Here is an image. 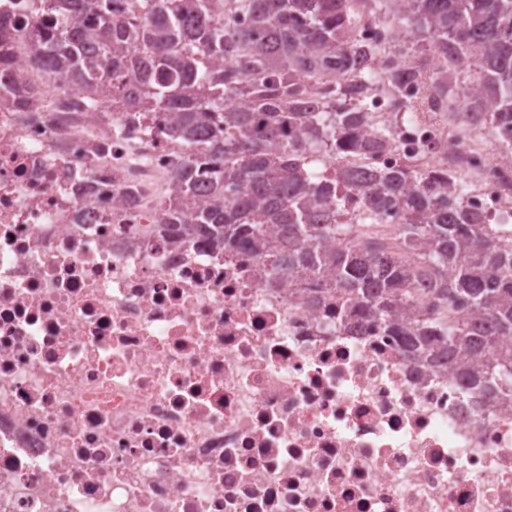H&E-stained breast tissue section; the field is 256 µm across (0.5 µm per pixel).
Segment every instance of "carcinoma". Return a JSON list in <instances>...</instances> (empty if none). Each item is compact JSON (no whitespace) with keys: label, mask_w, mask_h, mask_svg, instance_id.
Segmentation results:
<instances>
[{"label":"carcinoma","mask_w":512,"mask_h":512,"mask_svg":"<svg viewBox=\"0 0 512 512\" xmlns=\"http://www.w3.org/2000/svg\"><path fill=\"white\" fill-rule=\"evenodd\" d=\"M64 18L98 14L51 33H33L49 72L98 98L124 99V111L160 116L148 132L202 150L179 164L177 197L167 214L186 235L226 251L249 247L285 279L304 274L348 300L344 310L382 319L407 351L432 361L467 359L461 376L495 397H512V229L474 221L448 191V178L413 168L345 179L309 169L311 149L361 155L390 136L364 111L342 77L354 65L361 21L357 0H241L240 13L217 23L213 0H140L152 18L127 27L103 0H45ZM373 12L424 41L421 48L467 63L465 107L499 137L512 134V0H371ZM332 74L322 108L306 105L299 77ZM233 135L225 136L226 129ZM407 197L402 247L335 251L331 239L354 204L376 223ZM439 273L417 287L410 258ZM443 306L406 322L425 292Z\"/></svg>","instance_id":"1"}]
</instances>
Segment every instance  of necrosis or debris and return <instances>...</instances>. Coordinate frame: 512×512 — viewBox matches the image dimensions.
<instances>
[{"label": "necrosis or debris", "mask_w": 512, "mask_h": 512, "mask_svg": "<svg viewBox=\"0 0 512 512\" xmlns=\"http://www.w3.org/2000/svg\"><path fill=\"white\" fill-rule=\"evenodd\" d=\"M43 0H0V512H512V402L408 361L337 296L246 249L161 238L153 186L194 152L35 62ZM368 15L348 73L397 112L379 172L512 200V157L440 91L463 68ZM395 79V99L364 91ZM400 206L336 249L398 250Z\"/></svg>", "instance_id": "4bbe7bcc"}]
</instances>
